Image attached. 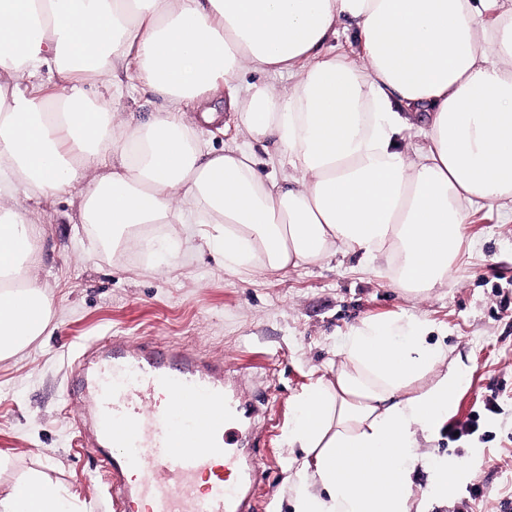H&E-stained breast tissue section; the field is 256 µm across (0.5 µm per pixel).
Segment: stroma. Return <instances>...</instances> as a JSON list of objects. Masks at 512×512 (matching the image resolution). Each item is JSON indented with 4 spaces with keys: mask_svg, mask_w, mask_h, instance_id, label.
<instances>
[{
    "mask_svg": "<svg viewBox=\"0 0 512 512\" xmlns=\"http://www.w3.org/2000/svg\"><path fill=\"white\" fill-rule=\"evenodd\" d=\"M29 209L42 229L33 275L54 315L29 347L0 359L1 492L38 468L75 512H111L101 463L79 444L78 414L90 401L71 392L79 357L122 336L223 359L235 394L264 398L265 415L241 424L256 440L247 450L259 465L249 487L254 512H291L284 480L301 456L286 436L294 399L337 360L350 325L406 314L430 321L431 342L468 369L446 429L422 452L452 463L481 454L464 487L430 512H456L464 501L472 512H501L512 499V223L501 222L497 205L476 207L447 286L423 300L402 296L353 255L284 274H237L193 246L189 224L151 229L163 250H114L64 200Z\"/></svg>",
    "mask_w": 512,
    "mask_h": 512,
    "instance_id": "35a3bbf8",
    "label": "stroma"
}]
</instances>
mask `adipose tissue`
Segmentation results:
<instances>
[{"instance_id":"ef3b65f1","label":"adipose tissue","mask_w":512,"mask_h":512,"mask_svg":"<svg viewBox=\"0 0 512 512\" xmlns=\"http://www.w3.org/2000/svg\"><path fill=\"white\" fill-rule=\"evenodd\" d=\"M345 21L358 43L340 55L328 43ZM138 86L161 105L134 125L121 101ZM223 112L238 142L206 147L201 125ZM266 141L278 152L263 160L252 146ZM60 193L116 246L192 224L228 270L340 252L427 297L447 285L473 206L512 204V0H0V271L37 249L23 200ZM52 314L34 277L0 283V358ZM432 332L348 328L340 361L294 402L306 476L293 512H411L416 443L442 431L467 378ZM425 463L438 500L479 458ZM0 512L71 509L33 471Z\"/></svg>"}]
</instances>
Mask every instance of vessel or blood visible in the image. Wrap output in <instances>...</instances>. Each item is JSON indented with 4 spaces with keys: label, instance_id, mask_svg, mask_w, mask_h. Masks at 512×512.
Returning <instances> with one entry per match:
<instances>
[{
    "label": "vessel or blood",
    "instance_id": "1",
    "mask_svg": "<svg viewBox=\"0 0 512 512\" xmlns=\"http://www.w3.org/2000/svg\"><path fill=\"white\" fill-rule=\"evenodd\" d=\"M81 385L115 512H244L252 469L236 447L243 407L224 391L223 360L116 338Z\"/></svg>",
    "mask_w": 512,
    "mask_h": 512
}]
</instances>
